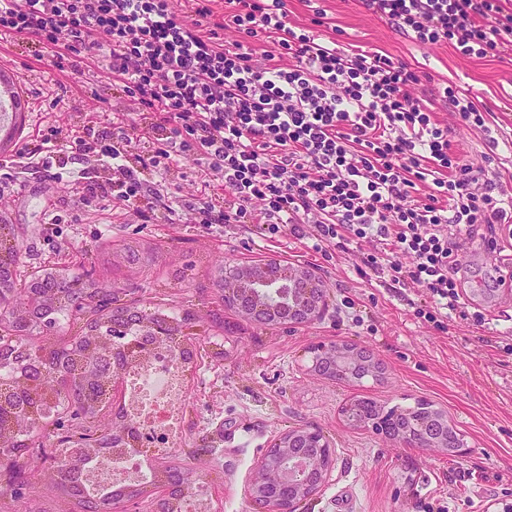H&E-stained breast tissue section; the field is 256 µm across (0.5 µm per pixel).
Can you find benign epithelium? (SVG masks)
I'll return each mask as SVG.
<instances>
[{
    "instance_id": "1",
    "label": "benign epithelium",
    "mask_w": 512,
    "mask_h": 512,
    "mask_svg": "<svg viewBox=\"0 0 512 512\" xmlns=\"http://www.w3.org/2000/svg\"><path fill=\"white\" fill-rule=\"evenodd\" d=\"M229 276L236 285L234 306L260 323H309L321 313L322 282L304 268L265 262L236 267ZM312 369L329 378L379 372L378 364L363 351L339 342L318 345ZM437 412L439 409L430 403L417 415L410 411L385 413L376 408L363 423L406 447L446 448L447 439L434 427ZM301 442L320 449L319 455L297 454L295 448ZM334 464L330 441L324 435L305 426L292 429L260 458L249 497L263 512H296L298 503L314 496L327 482Z\"/></svg>"
}]
</instances>
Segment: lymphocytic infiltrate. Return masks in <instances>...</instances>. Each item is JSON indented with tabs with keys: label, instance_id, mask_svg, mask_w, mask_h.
<instances>
[{
	"label": "lymphocytic infiltrate",
	"instance_id": "lymphocytic-infiltrate-1",
	"mask_svg": "<svg viewBox=\"0 0 512 512\" xmlns=\"http://www.w3.org/2000/svg\"><path fill=\"white\" fill-rule=\"evenodd\" d=\"M502 0H361L417 42L467 56L512 55V12ZM324 10L292 28L288 0H0V59L28 36L61 75L108 65L133 105L113 111L112 132L65 136L59 121L18 151L20 172L65 154L108 165L87 192L143 224L253 225L263 238L309 240L318 252L362 247L360 276L423 290L418 319L443 326L461 308L463 256L496 251L512 196L495 167L453 150L436 103L488 130L485 110L451 87L417 90L430 76L383 51H346L324 37ZM211 19L203 29L202 19ZM233 40H225L224 32ZM155 138L151 153L135 152ZM196 165L223 205L177 183ZM147 171L158 180H144Z\"/></svg>",
	"mask_w": 512,
	"mask_h": 512
}]
</instances>
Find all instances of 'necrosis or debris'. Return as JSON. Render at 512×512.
Listing matches in <instances>:
<instances>
[{"label":"necrosis or debris","instance_id":"4bbe7bcc","mask_svg":"<svg viewBox=\"0 0 512 512\" xmlns=\"http://www.w3.org/2000/svg\"><path fill=\"white\" fill-rule=\"evenodd\" d=\"M127 399L123 417L135 427L134 449L107 455L85 469L84 482L116 486L143 474L140 455L168 453L181 436V397L186 369L173 352L151 351L147 360L133 363L124 375Z\"/></svg>","mask_w":512,"mask_h":512}]
</instances>
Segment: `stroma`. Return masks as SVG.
Wrapping results in <instances>:
<instances>
[{
	"mask_svg": "<svg viewBox=\"0 0 512 512\" xmlns=\"http://www.w3.org/2000/svg\"><path fill=\"white\" fill-rule=\"evenodd\" d=\"M324 9L339 46L381 50L403 58L440 84L466 93L503 133L512 134V61L464 56L448 44H421L365 10L360 0H288L292 25L309 24ZM39 41L16 42L0 76H10L24 114V144L51 112L74 113L73 134L88 124L105 131L123 98L108 69L72 76L77 92L40 65ZM448 137L469 163L484 165V132L451 112ZM12 152H0V188L14 197L7 217L28 267L69 261L98 282L124 289L126 302L176 316L209 310L223 328L196 327V351L223 347L218 365L191 371L184 399L195 407L179 445L168 455L213 440L202 474L210 512H260L248 495L255 466L281 434L307 426L333 445L335 466L325 485L298 512H504L512 506V291L485 297L465 291L466 305L484 310L486 324L460 314L447 328L417 319V291L401 296L379 279L360 277L349 254L324 260L288 236L273 243L248 229L199 224H140L112 217L110 198L85 190L84 162L67 159L63 177L29 170L16 175ZM56 227L45 233V225ZM274 255L313 271L324 284L325 305L306 325L262 324L226 307L215 281L222 271L262 263ZM345 342L381 365L359 381L327 379L312 369L320 344ZM446 411L465 448L460 452L408 448L342 412L369 400L383 410H413L419 400Z\"/></svg>",
	"mask_w": 512,
	"mask_h": 512,
	"instance_id": "35a3bbf8",
	"label": "stroma"
}]
</instances>
